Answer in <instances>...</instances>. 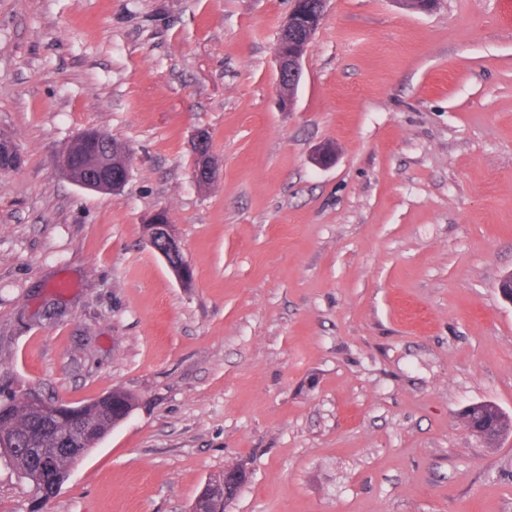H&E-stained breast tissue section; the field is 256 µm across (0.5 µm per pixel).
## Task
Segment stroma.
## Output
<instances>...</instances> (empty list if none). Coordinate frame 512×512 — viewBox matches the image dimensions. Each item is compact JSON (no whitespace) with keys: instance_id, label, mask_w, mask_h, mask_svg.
<instances>
[{"instance_id":"1","label":"stroma","mask_w":512,"mask_h":512,"mask_svg":"<svg viewBox=\"0 0 512 512\" xmlns=\"http://www.w3.org/2000/svg\"><path fill=\"white\" fill-rule=\"evenodd\" d=\"M290 8L0 0V400H135L52 496L0 457V512H188L238 463L231 512H512V434L459 418L512 414V0H327L284 112ZM89 126L120 193L56 164ZM208 136L203 131H196L191 137L193 159V178L200 187H206L215 181L218 173L217 163L211 152ZM206 183V184H201ZM98 139L100 145L104 147L103 150L106 154V157L101 159L103 163L105 162L104 167L91 173V171H80L73 165L70 152L73 154H82L84 150L82 143L71 145L69 147L70 152L65 151L59 157V166L69 180L81 188L93 191H118L127 183L130 177V167L128 163H124L123 166H121L125 156L129 153V149L124 143L105 134H100ZM112 157H123V159L121 163H117L112 162ZM118 164H120L119 173L113 176L112 165ZM164 212L165 210H159L151 216L149 224L146 226L147 241L150 248L160 256L175 279L183 286L186 284L187 274H190V268L183 263L176 271L171 265V259H175L176 256H182L183 252L180 240L170 226L168 215L165 216L166 218L163 217ZM191 285L192 280L188 281L185 286L190 287ZM463 415L467 429L470 428L471 418L474 423H482L486 427L485 432L490 435L493 441L495 440L494 444L496 445L503 437L512 432V417L496 404L487 402L479 403V405L475 404L466 408Z\"/></svg>"}]
</instances>
